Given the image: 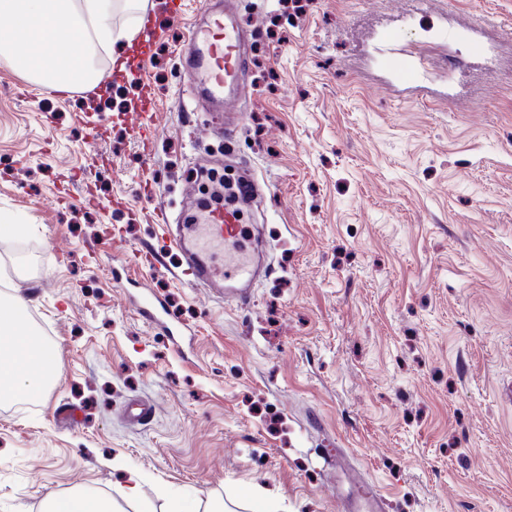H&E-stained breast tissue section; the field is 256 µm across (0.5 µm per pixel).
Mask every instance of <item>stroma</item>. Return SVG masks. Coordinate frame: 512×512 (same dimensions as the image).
<instances>
[{
    "label": "stroma",
    "instance_id": "35a3bbf8",
    "mask_svg": "<svg viewBox=\"0 0 512 512\" xmlns=\"http://www.w3.org/2000/svg\"><path fill=\"white\" fill-rule=\"evenodd\" d=\"M97 53L63 97L0 55V303L22 305L62 372L0 400V512L78 491L122 512H190L271 489L276 512H512V0H235L249 65L232 140L178 53L205 0ZM465 64L401 71L422 32ZM159 135L135 138L140 114ZM250 169L267 270L224 300L176 275L154 211L213 205L200 164ZM152 290L184 326L136 309ZM133 398L154 412L133 427ZM143 474L123 499L113 461Z\"/></svg>",
    "mask_w": 512,
    "mask_h": 512
}]
</instances>
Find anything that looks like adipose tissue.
Instances as JSON below:
<instances>
[{
	"label": "adipose tissue",
	"mask_w": 512,
	"mask_h": 512,
	"mask_svg": "<svg viewBox=\"0 0 512 512\" xmlns=\"http://www.w3.org/2000/svg\"><path fill=\"white\" fill-rule=\"evenodd\" d=\"M114 0H0V14L14 17L0 32V54L13 66L55 90L92 86L91 51L132 38L112 25ZM55 348L20 324L16 310H0V394L35 396L59 376Z\"/></svg>",
	"instance_id": "obj_1"
}]
</instances>
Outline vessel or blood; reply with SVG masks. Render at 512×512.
Wrapping results in <instances>:
<instances>
[{
  "label": "vessel or blood",
  "instance_id": "1",
  "mask_svg": "<svg viewBox=\"0 0 512 512\" xmlns=\"http://www.w3.org/2000/svg\"><path fill=\"white\" fill-rule=\"evenodd\" d=\"M187 73L204 95L224 104V130L237 128L232 105L239 95L234 78L248 64L244 31L231 9L212 13L206 34L191 31ZM180 256L179 275L187 284L223 289L225 296L247 299L260 274V255L252 248L236 209H205L196 224L182 225L170 240Z\"/></svg>",
  "mask_w": 512,
  "mask_h": 512
}]
</instances>
